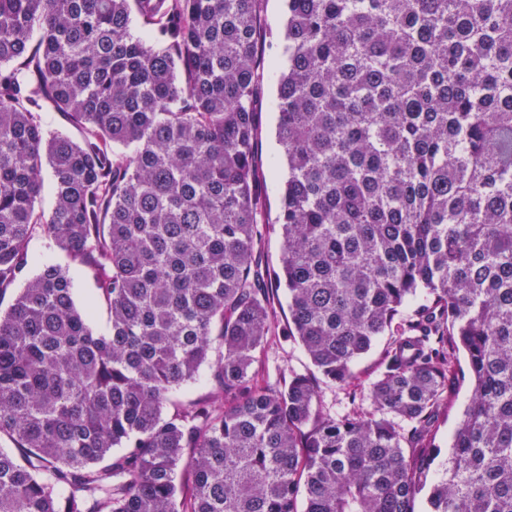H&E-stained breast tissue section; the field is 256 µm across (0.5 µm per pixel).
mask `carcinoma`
Instances as JSON below:
<instances>
[{
	"mask_svg": "<svg viewBox=\"0 0 512 512\" xmlns=\"http://www.w3.org/2000/svg\"><path fill=\"white\" fill-rule=\"evenodd\" d=\"M261 2L0 0V295L26 281L0 313V512H512V0H287L278 271ZM36 235L93 274L108 334L68 266L29 276ZM281 287L311 368L262 386ZM384 335L363 400L325 410ZM206 363L210 392L172 401ZM262 13L266 26L271 30L272 46L266 48L265 77L259 100L258 148L255 166L262 193L261 224L273 225L274 230L264 237L259 247L263 264L278 270L281 267L282 236L279 224H275L281 202V186L285 170L283 153L276 139L277 112L276 76L286 70L288 57L284 38L286 8L284 0H263ZM40 117L46 129L63 133L75 141L80 140L81 132L61 112H55L51 108H47L45 112H40ZM469 396L470 384L467 380L461 378L460 374V381L456 385V401L454 408L450 412L449 416L440 423L434 439L435 445L440 450L439 459L446 457L448 454V444L451 440L453 430L461 416L462 409L467 403Z\"/></svg>",
	"mask_w": 512,
	"mask_h": 512,
	"instance_id": "obj_1",
	"label": "carcinoma"
}]
</instances>
